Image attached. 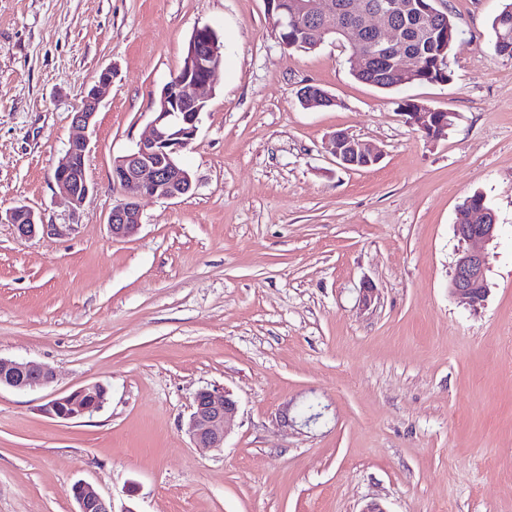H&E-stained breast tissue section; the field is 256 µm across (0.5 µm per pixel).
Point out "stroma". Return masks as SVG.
Masks as SVG:
<instances>
[{
	"label": "stroma",
	"mask_w": 512,
	"mask_h": 512,
	"mask_svg": "<svg viewBox=\"0 0 512 512\" xmlns=\"http://www.w3.org/2000/svg\"><path fill=\"white\" fill-rule=\"evenodd\" d=\"M441 4L451 81L388 92L335 40L285 48L265 0H0V208L60 229L0 224V358L54 371L0 389V512H77L78 481L114 512H512V58L492 49L503 0ZM203 25L224 66L180 155L193 188L140 199L115 238L112 163ZM107 67L76 209L53 170ZM308 85L336 105L303 108ZM407 99L453 113L446 136L426 140ZM339 130L381 161L338 165ZM476 192L498 231L472 308L450 280ZM91 383L99 410L44 413ZM202 388L238 403L220 449L186 433ZM0 223L11 224L15 233L24 238L35 237L40 230L50 235L58 234L55 224H42L40 215L27 206L12 207L5 214L0 210Z\"/></svg>",
	"instance_id": "stroma-1"
}]
</instances>
